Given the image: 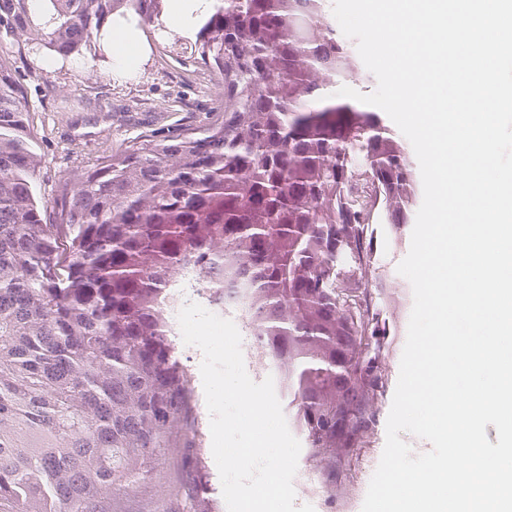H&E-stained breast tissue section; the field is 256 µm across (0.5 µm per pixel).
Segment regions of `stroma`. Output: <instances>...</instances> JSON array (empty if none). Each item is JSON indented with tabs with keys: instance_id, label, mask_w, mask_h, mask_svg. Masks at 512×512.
Wrapping results in <instances>:
<instances>
[{
	"instance_id": "obj_1",
	"label": "stroma",
	"mask_w": 512,
	"mask_h": 512,
	"mask_svg": "<svg viewBox=\"0 0 512 512\" xmlns=\"http://www.w3.org/2000/svg\"><path fill=\"white\" fill-rule=\"evenodd\" d=\"M42 31L18 21L0 17V51L9 50L12 64L25 87L28 110L33 115V133L38 141L44 174L43 186L51 191L59 178L77 181L86 161L102 154L106 147L121 139L134 137L122 118L126 112H148L154 126L167 123L173 112H208L220 91L219 75L211 72L199 57L185 58L181 45L150 40L148 30L135 39L138 62L121 77L108 74L109 52L91 45L82 65L58 64L50 68L40 82L31 72L41 63L44 52ZM96 82L94 96H79L87 81ZM136 90L141 102H128L126 94ZM371 291L377 297L383 317L399 338H406L413 307L410 282L396 269H380L372 278ZM382 391H358L359 399L379 408L380 426L372 433L352 432L349 445L337 459L321 453L317 462H337L340 481L336 496L349 494L361 479L359 461L384 447L387 420L400 370L399 358L381 348L374 360Z\"/></svg>"
}]
</instances>
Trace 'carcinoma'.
I'll return each instance as SVG.
<instances>
[{"label": "carcinoma", "mask_w": 512, "mask_h": 512, "mask_svg": "<svg viewBox=\"0 0 512 512\" xmlns=\"http://www.w3.org/2000/svg\"><path fill=\"white\" fill-rule=\"evenodd\" d=\"M49 68L92 40L153 26L156 0H32ZM315 0H224L196 10L194 51L220 76L215 110L149 126L86 162L78 187L41 193L24 86L0 55V512H200L190 389L163 337L154 287L186 256L227 268L226 289L263 297L262 327L295 362L294 396L310 448L336 407V356L390 335L367 292L374 224L407 208L404 151L362 115L316 106L343 47L321 33L288 39V17ZM192 237L191 252L180 250ZM267 238L280 243L258 252ZM290 310L283 316L284 310ZM174 454L179 486L141 494Z\"/></svg>", "instance_id": "1"}]
</instances>
